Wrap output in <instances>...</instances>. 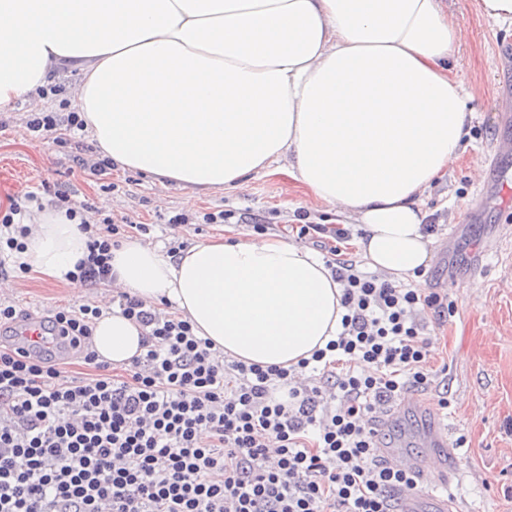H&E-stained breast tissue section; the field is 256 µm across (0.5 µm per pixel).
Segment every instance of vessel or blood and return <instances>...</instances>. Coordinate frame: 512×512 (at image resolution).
<instances>
[{
  "instance_id": "1",
  "label": "vessel or blood",
  "mask_w": 512,
  "mask_h": 512,
  "mask_svg": "<svg viewBox=\"0 0 512 512\" xmlns=\"http://www.w3.org/2000/svg\"><path fill=\"white\" fill-rule=\"evenodd\" d=\"M19 326L23 332L18 341L20 347L31 350L40 345L42 330L38 315H25ZM405 415L411 417V426H399L398 437L391 441L377 440L374 454L378 460L394 469L418 474L425 466L421 449L433 446L449 448L453 442L434 402L414 392L405 393L386 411L383 422L388 426L399 425V418ZM427 502L431 503L434 512H454L447 494L430 493L418 487L401 492L399 512H422Z\"/></svg>"
}]
</instances>
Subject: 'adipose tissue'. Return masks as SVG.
<instances>
[{"label": "adipose tissue", "instance_id": "adipose-tissue-1", "mask_svg": "<svg viewBox=\"0 0 512 512\" xmlns=\"http://www.w3.org/2000/svg\"><path fill=\"white\" fill-rule=\"evenodd\" d=\"M465 37L444 0H0V110L79 70L73 106L117 166L193 194L286 174L361 225L371 270L403 280L431 260L420 195L469 132L472 96L451 65ZM28 223L14 264L61 280L86 257L79 218ZM112 279L248 363L297 364L342 331L341 285L280 237L175 254L131 240ZM141 340L116 307L93 328L115 366Z\"/></svg>", "mask_w": 512, "mask_h": 512}]
</instances>
